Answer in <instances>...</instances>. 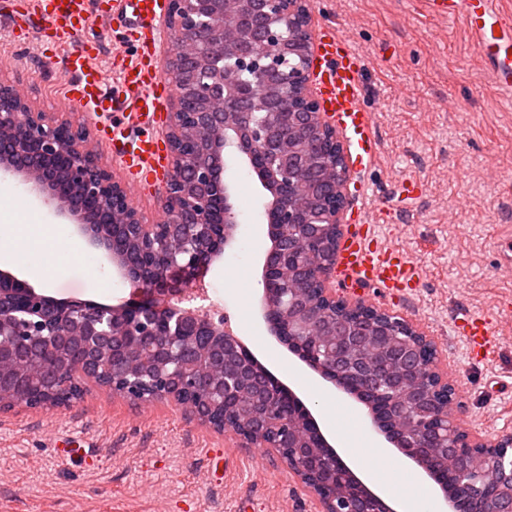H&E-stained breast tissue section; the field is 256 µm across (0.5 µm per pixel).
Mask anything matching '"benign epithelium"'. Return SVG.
<instances>
[{
  "label": "benign epithelium",
  "instance_id": "obj_1",
  "mask_svg": "<svg viewBox=\"0 0 512 512\" xmlns=\"http://www.w3.org/2000/svg\"><path fill=\"white\" fill-rule=\"evenodd\" d=\"M166 27L176 44L165 72L176 78L166 137L171 167L161 196L163 218L144 222L129 206L124 183L104 168L79 139V130L36 112L12 85L0 84V171L21 178L28 189L62 208L81 233L104 248L113 267L137 284L140 298L117 306L57 303L13 275L0 272V335L31 348L29 360L43 371L57 360L60 337L81 339L82 372L133 401L166 399L218 432L235 430L253 443L269 434L267 421L283 400L299 399L246 348L228 324L189 304L190 285L231 245L236 233L232 193L223 181L226 131L248 158L265 149L271 163L260 170L272 196L277 224L268 225L272 247L263 277L288 268L275 295L280 320L266 300L260 311L276 338L338 388L373 407L380 390H392L393 418L416 412L423 428L407 432L375 428L406 458L436 477L420 448L437 419L445 458L473 459L469 483L444 493L450 506L478 499L483 512H512V434L476 440L454 414V387L437 360L420 358L432 341L411 324L372 305L351 303L326 287L334 271L347 202L346 159L336 129L325 119L310 84L314 55L311 0H168ZM275 107L258 105L256 90ZM291 231L282 232V225ZM134 232L140 262L112 246V230ZM344 315L323 336L312 332L316 304L295 286L301 272ZM408 334L402 338L399 332ZM160 354L164 388L150 393L123 383L133 350ZM223 375L214 378L211 368ZM321 505V512H392L343 463L316 428L309 411L303 423L281 428L269 444ZM345 485L342 500L326 487Z\"/></svg>",
  "mask_w": 512,
  "mask_h": 512
}]
</instances>
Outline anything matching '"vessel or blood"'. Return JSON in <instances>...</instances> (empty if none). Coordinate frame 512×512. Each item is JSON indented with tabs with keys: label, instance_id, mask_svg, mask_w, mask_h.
I'll list each match as a JSON object with an SVG mask.
<instances>
[{
	"label": "vessel or blood",
	"instance_id": "vessel-or-blood-1",
	"mask_svg": "<svg viewBox=\"0 0 512 512\" xmlns=\"http://www.w3.org/2000/svg\"><path fill=\"white\" fill-rule=\"evenodd\" d=\"M409 4L434 19L462 20L500 100L512 102V9L505 7L504 0H409ZM89 7V0H57L53 5L48 0H0V17L9 20L16 30L28 29L38 19L51 23L56 32L53 51L63 56L68 71L76 76L66 86L72 99L98 112L125 111L128 123L113 126L112 139L122 144L125 162L136 178L145 182L157 179L164 148L151 130L175 92L174 84L162 77L153 52L160 36L156 20L161 5L159 0H112L106 15L131 18L129 33L136 48L131 57L113 54L112 67L120 81L112 90L99 80L102 68L97 45L74 39L87 20ZM320 51L315 79L323 104L349 134L354 163L361 169H371L380 146L375 113L364 97L365 59L332 25L322 36ZM422 192L419 179H403L394 196L396 210L406 209ZM360 215V224L346 237L337 257L339 285L387 292L418 285L421 270L408 252L380 244L378 218L366 209ZM458 328L470 349L479 351L483 359H493L497 349L495 332L485 316L462 313Z\"/></svg>",
	"mask_w": 512,
	"mask_h": 512
}]
</instances>
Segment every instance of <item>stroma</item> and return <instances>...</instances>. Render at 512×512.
<instances>
[{"mask_svg":"<svg viewBox=\"0 0 512 512\" xmlns=\"http://www.w3.org/2000/svg\"><path fill=\"white\" fill-rule=\"evenodd\" d=\"M316 27L334 23L366 56V102L376 113L381 154L374 169L351 174L380 209L409 175L426 185L406 213L383 231L421 266L414 294L398 301L368 288L360 300L398 314L426 334L456 389L463 429L487 439L512 433V282L499 279L500 239L512 233V106L496 95L479 67L461 21H428L409 13L406 0H312ZM51 31L12 34L0 20V84L16 86L32 108L89 133L87 146L119 176L127 171L100 137L120 113L102 114L68 99V75L50 59ZM224 181L233 190L238 227L222 258L204 272L208 304L233 316V330L271 372L295 355L280 343L250 296L263 281L272 242L265 208L269 193L245 156H225ZM17 200L39 208L70 248L23 251L0 261L19 280L36 263L51 285L36 283L59 302H84L101 293L109 305L133 300L134 286L112 270L104 249L90 244L75 223L0 174ZM493 319L499 354L485 362L452 328L458 309ZM305 385H293L331 446L350 432L360 451L388 447L371 425L369 408L310 367ZM70 406L0 410V512H319L317 498L285 468L274 449L247 445L165 402L136 403L95 382ZM335 392L344 409L334 429L316 402ZM390 455L397 448L388 447Z\"/></svg>","mask_w":512,"mask_h":512,"instance_id":"1","label":"stroma"}]
</instances>
